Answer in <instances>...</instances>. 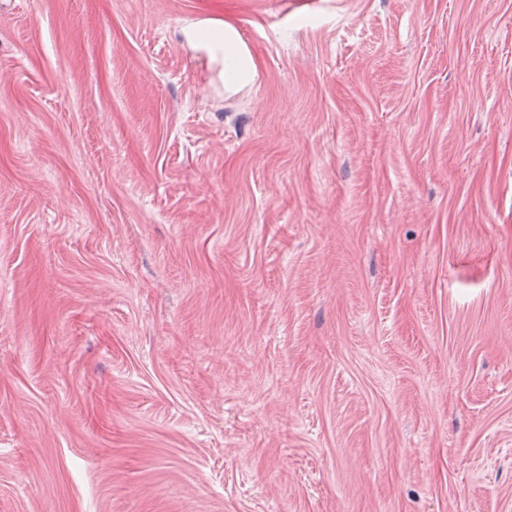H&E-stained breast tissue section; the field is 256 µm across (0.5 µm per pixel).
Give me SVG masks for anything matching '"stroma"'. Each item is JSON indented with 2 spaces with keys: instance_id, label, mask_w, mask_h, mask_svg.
<instances>
[{
  "instance_id": "35a3bbf8",
  "label": "stroma",
  "mask_w": 512,
  "mask_h": 512,
  "mask_svg": "<svg viewBox=\"0 0 512 512\" xmlns=\"http://www.w3.org/2000/svg\"><path fill=\"white\" fill-rule=\"evenodd\" d=\"M0 512H512V0H0ZM252 57L241 42L238 32L224 25V89L237 92L252 82L255 76Z\"/></svg>"
}]
</instances>
